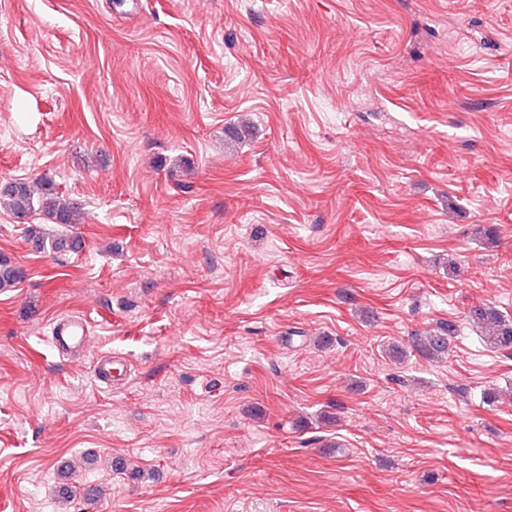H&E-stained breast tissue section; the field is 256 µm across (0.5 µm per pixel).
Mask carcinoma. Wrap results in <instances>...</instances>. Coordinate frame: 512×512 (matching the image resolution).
<instances>
[{"label":"carcinoma","mask_w":512,"mask_h":512,"mask_svg":"<svg viewBox=\"0 0 512 512\" xmlns=\"http://www.w3.org/2000/svg\"><path fill=\"white\" fill-rule=\"evenodd\" d=\"M0 210L24 220L38 211L59 226H73L80 223V210L70 203L51 178L41 177L38 181L18 180L0 187ZM27 243L39 253H61L81 247V240L64 234H53L43 224H28L25 227ZM25 277V271L9 259L0 256V290L14 288ZM469 319L480 329L484 341L495 349H512V320L488 303L474 305L468 311ZM457 332L454 322H441L434 329L416 331L408 337L407 344H394L389 349L397 360L414 352L427 361L448 358L453 338Z\"/></svg>","instance_id":"cac0c4a2"}]
</instances>
